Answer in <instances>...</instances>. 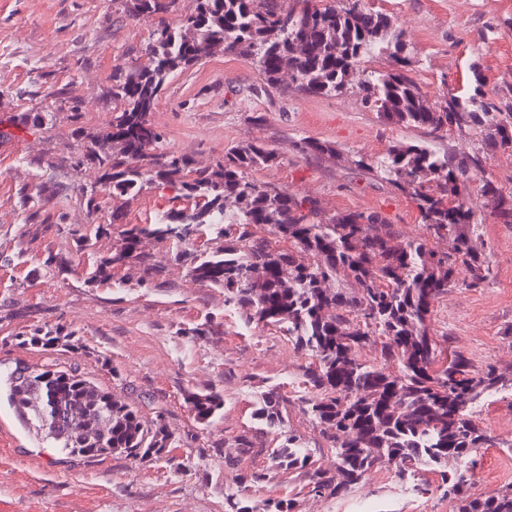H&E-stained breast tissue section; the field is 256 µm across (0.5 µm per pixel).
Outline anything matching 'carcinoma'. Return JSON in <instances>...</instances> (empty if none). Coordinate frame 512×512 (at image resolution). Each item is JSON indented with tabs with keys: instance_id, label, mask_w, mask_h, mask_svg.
<instances>
[{
	"instance_id": "obj_1",
	"label": "carcinoma",
	"mask_w": 512,
	"mask_h": 512,
	"mask_svg": "<svg viewBox=\"0 0 512 512\" xmlns=\"http://www.w3.org/2000/svg\"><path fill=\"white\" fill-rule=\"evenodd\" d=\"M124 2L128 16L158 20L150 63L112 68L105 93L112 111L104 126L84 135L83 150L73 158L74 166L90 164L99 173L94 185L82 188L81 201L95 212L102 192L115 201L164 185L194 207L149 225L127 224L123 212L112 209L117 244L96 264L93 278L107 282L112 271L134 260L153 279L160 269L143 249L144 240L178 245L198 228L215 229L220 244L214 250L204 257L184 250L180 256L189 262L193 281L224 290V306L245 324L279 330L307 356L300 367L303 412L328 432L339 478L314 467L286 428L288 397L281 388L264 392L253 416L279 435L272 450L277 467L304 472L308 492L317 498L346 495L372 470H391L405 480L419 466L444 468L448 459L468 460L492 444L471 406L491 394L512 393V373L476 370L463 352H446V336L431 319L449 289L481 288L489 277L477 246L480 225L465 201L472 169L482 163L480 152L441 154L409 143L390 149L375 168L358 161L359 168L411 195L427 230L416 238L377 212L324 218L315 200L254 180L251 172L277 160L261 143L243 141L214 165L198 167L165 146L152 114L170 77L217 52L249 60L270 85L286 71L296 92L327 97L348 88L350 71L366 56L386 54L394 68L367 71L357 85L364 107L389 124L434 134L474 129L493 149L512 151V112L501 111L478 88L430 104L411 76L405 33L365 0H295L286 10L279 0H193L177 27L162 21L175 0ZM482 191L496 199L500 221L512 224V193L491 179ZM432 239L447 241L448 249L432 246ZM342 277L356 287H327ZM365 345L377 347L379 359L362 360ZM5 383L19 419L69 457L94 460L119 452L158 458L175 442L164 420L145 426L137 409L76 368L26 366L22 375L10 372ZM186 404L197 422L208 424L224 398L213 389L190 392ZM67 409L82 417L81 431L56 422V413ZM443 481L452 512H512V485L479 494L458 470ZM228 507L292 512V502L282 499L250 506L231 497Z\"/></svg>"
}]
</instances>
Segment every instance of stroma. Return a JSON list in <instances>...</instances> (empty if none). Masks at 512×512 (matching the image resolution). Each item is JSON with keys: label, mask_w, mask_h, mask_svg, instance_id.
<instances>
[{"label": "stroma", "mask_w": 512, "mask_h": 512, "mask_svg": "<svg viewBox=\"0 0 512 512\" xmlns=\"http://www.w3.org/2000/svg\"><path fill=\"white\" fill-rule=\"evenodd\" d=\"M408 35L412 76L430 103L444 93L481 89L512 105V0H369ZM154 20L126 15L124 0H0V374L16 365L76 368L136 407L146 425L164 419L176 437L163 459L115 453L87 461L48 448L17 421L0 400V512H225L230 496L250 503L288 499L293 512H450L439 473H425L427 490L393 472L365 475L337 499L309 495L302 472L274 469L275 434L252 418L267 388L291 397L288 426L310 448L317 467L332 469L334 455L320 428L302 412L296 395L304 354L270 328L244 326L224 306V293L194 282L167 246L147 241L160 265L159 280L141 267L116 270L113 283L93 280L101 257L111 255L115 234L107 230L113 206L129 224H153L192 201L169 189L150 187L113 203L102 196L98 212L84 207L80 187L97 171L73 166L80 150L73 132L96 131L108 117L104 102L112 68L147 61ZM48 112L38 130L13 124L24 112ZM80 119H73V112ZM167 148L207 165L244 140L264 143L277 164L253 171V179L317 200L325 215L375 211L411 236L425 235L413 199L386 179L358 168L377 164L403 142L423 141L439 152L479 151L474 132L444 135L381 121L365 109L356 86L334 97L269 87L251 63L221 53L176 74L152 115ZM325 143L324 154L301 155L296 141ZM474 169L467 204L481 226L490 261L485 287L455 288L437 304L433 319L448 334V347L479 367L512 370V224L499 223L485 180L512 190V153L485 151ZM39 188L59 227L28 222L19 192ZM104 232H97V225ZM92 232L90 246L77 233ZM55 263H48V255ZM213 320L220 333L190 335ZM59 330L69 345L41 350L23 345L33 330ZM216 388L224 406L211 426L197 423L186 405L191 391ZM495 437L479 449L465 474L475 492L492 494L512 485V395L498 394L475 409ZM250 431L254 450L240 455L233 436ZM267 469V482L240 489L243 471Z\"/></svg>", "instance_id": "stroma-1"}]
</instances>
